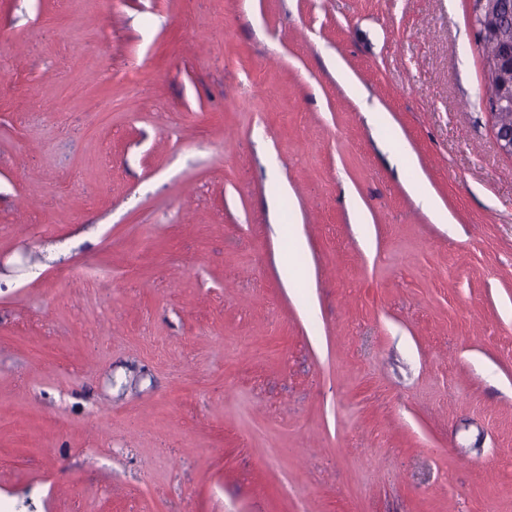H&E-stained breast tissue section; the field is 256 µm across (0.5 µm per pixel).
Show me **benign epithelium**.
<instances>
[{
    "mask_svg": "<svg viewBox=\"0 0 512 512\" xmlns=\"http://www.w3.org/2000/svg\"><path fill=\"white\" fill-rule=\"evenodd\" d=\"M504 8L505 0H472L481 39L496 47V53L483 61V79L491 88L485 108L500 152L512 159V131L499 122L512 114V24L502 23Z\"/></svg>",
    "mask_w": 512,
    "mask_h": 512,
    "instance_id": "benign-epithelium-1",
    "label": "benign epithelium"
}]
</instances>
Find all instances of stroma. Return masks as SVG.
<instances>
[{
  "instance_id": "35a3bbf8",
  "label": "stroma",
  "mask_w": 512,
  "mask_h": 512,
  "mask_svg": "<svg viewBox=\"0 0 512 512\" xmlns=\"http://www.w3.org/2000/svg\"><path fill=\"white\" fill-rule=\"evenodd\" d=\"M470 12L0 0V512H512Z\"/></svg>"
}]
</instances>
